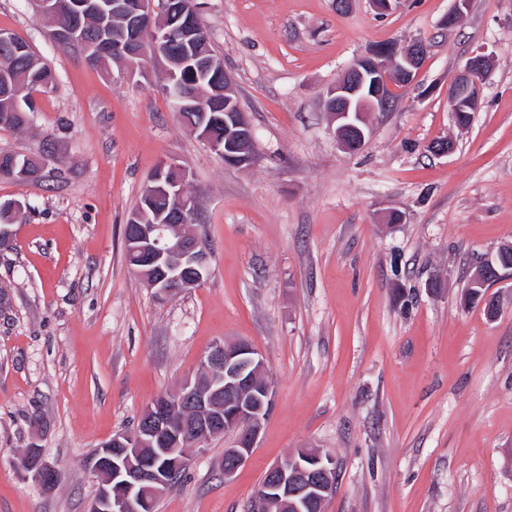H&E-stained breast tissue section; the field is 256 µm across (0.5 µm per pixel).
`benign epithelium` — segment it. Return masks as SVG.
Returning <instances> with one entry per match:
<instances>
[{
	"label": "benign epithelium",
	"instance_id": "benign-epithelium-1",
	"mask_svg": "<svg viewBox=\"0 0 512 512\" xmlns=\"http://www.w3.org/2000/svg\"><path fill=\"white\" fill-rule=\"evenodd\" d=\"M36 11L65 6L73 12L103 13L97 0H34ZM112 10L121 11L129 21V38L113 52L121 56L147 57L143 47L142 0H113ZM154 41L178 38L182 43L199 39L196 28L179 27L176 19L164 17L152 29ZM426 57V46L415 42L407 48L395 44L372 50L357 59L326 93V110L338 144L354 149L364 144L369 127L363 125L365 113L382 112L391 103L393 81L409 85L415 81ZM490 58L475 55L450 89L452 110L476 111L480 105L479 87L489 68ZM215 94L224 97V111L209 112L204 102L199 120L189 125L192 133L205 142L224 163L249 165L256 155V138L240 107L229 74ZM224 128V135L215 133ZM147 196L165 200L160 224H143L139 212L131 214L127 244L140 265L139 274L146 286L159 297H169L184 288L200 285L209 275L207 253L200 240L184 223L187 212H199V202L187 198L185 169L174 162L158 166ZM504 250L484 260L470 288H486L485 271L500 265ZM266 372L262 353L251 343H217L200 361V375L208 379L186 380L174 391L162 394L146 406L140 426L132 436L117 434L103 443L84 461L85 469L96 479L97 491L88 512H140L149 498L160 496L174 474L190 461L189 448H199L209 438L224 433V428L240 429L237 441L224 450V475L233 474L250 457L269 414L272 392L261 377ZM153 452L146 458L143 449ZM165 463H158L159 459ZM19 467L35 484L49 489L59 478L57 468L48 463L37 448L20 455ZM336 463L329 455L308 452L289 455L269 470L256 498L260 512H306L314 504H325L335 490Z\"/></svg>",
	"mask_w": 512,
	"mask_h": 512
}]
</instances>
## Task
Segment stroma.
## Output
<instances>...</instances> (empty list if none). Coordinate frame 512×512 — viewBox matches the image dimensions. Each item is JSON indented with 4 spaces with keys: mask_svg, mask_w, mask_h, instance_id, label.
Here are the masks:
<instances>
[{
    "mask_svg": "<svg viewBox=\"0 0 512 512\" xmlns=\"http://www.w3.org/2000/svg\"><path fill=\"white\" fill-rule=\"evenodd\" d=\"M200 19L252 126V164L224 162L183 125L160 72L127 80L52 42L31 0L0 30L54 72L53 92L0 152L50 150L57 172L0 178L24 213L0 248V512H87L84 459L134 434L158 395L196 377L215 343L263 354L272 407L248 460L234 433L191 452L156 512H250L265 471L309 448L336 462L325 512H512V276L464 306L476 265L512 245V0H202ZM426 41L356 151L329 128L327 88L378 46ZM490 55L481 105L455 123L448 89ZM449 140L446 155L431 145ZM189 173L211 272L160 299L127 265L122 230L151 171ZM403 214L397 224L389 213ZM32 447L60 472L25 479Z\"/></svg>",
    "mask_w": 512,
    "mask_h": 512,
    "instance_id": "obj_1",
    "label": "stroma"
}]
</instances>
